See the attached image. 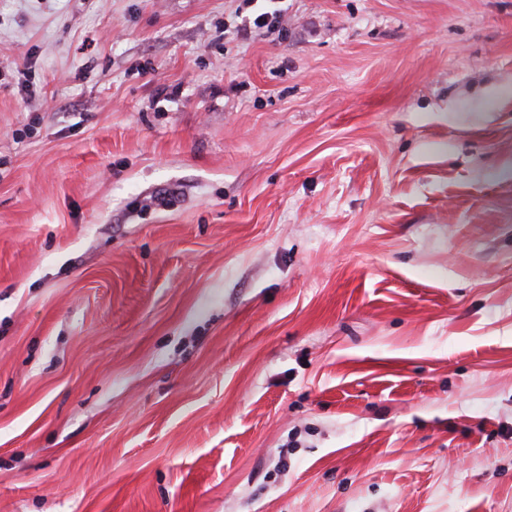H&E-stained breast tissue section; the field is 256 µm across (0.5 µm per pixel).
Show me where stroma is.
Instances as JSON below:
<instances>
[{
  "instance_id": "obj_1",
  "label": "stroma",
  "mask_w": 512,
  "mask_h": 512,
  "mask_svg": "<svg viewBox=\"0 0 512 512\" xmlns=\"http://www.w3.org/2000/svg\"><path fill=\"white\" fill-rule=\"evenodd\" d=\"M285 6L0 0V512H512V0Z\"/></svg>"
}]
</instances>
